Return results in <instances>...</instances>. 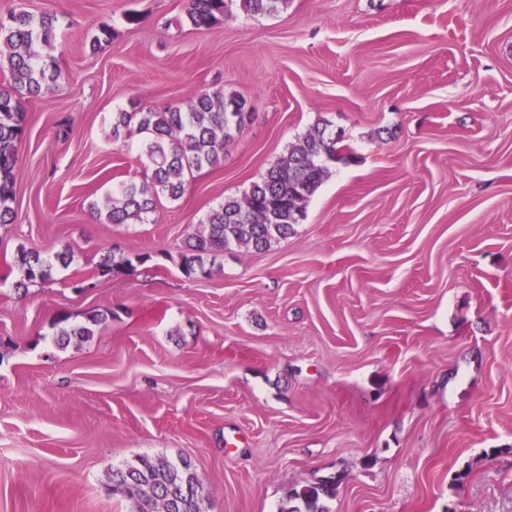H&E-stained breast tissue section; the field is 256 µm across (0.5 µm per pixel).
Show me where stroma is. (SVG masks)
Segmentation results:
<instances>
[{
  "label": "stroma",
  "instance_id": "stroma-1",
  "mask_svg": "<svg viewBox=\"0 0 512 512\" xmlns=\"http://www.w3.org/2000/svg\"><path fill=\"white\" fill-rule=\"evenodd\" d=\"M185 4L0 0L57 15L64 75L21 100L0 225V512H129L105 487L143 455L189 460L208 512H279L336 473L325 512H512V0H289L198 30ZM214 87L250 112L223 162L149 223L99 221L147 170L113 112ZM318 122L356 161L288 239L185 278L205 213ZM21 247L74 260L19 292ZM107 250L152 261L75 292ZM106 309L90 340L54 343L58 312Z\"/></svg>",
  "mask_w": 512,
  "mask_h": 512
}]
</instances>
